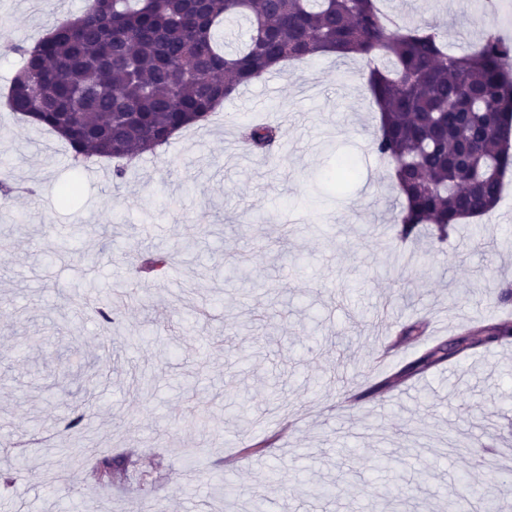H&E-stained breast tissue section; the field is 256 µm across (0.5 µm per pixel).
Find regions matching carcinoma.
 <instances>
[{
	"mask_svg": "<svg viewBox=\"0 0 512 512\" xmlns=\"http://www.w3.org/2000/svg\"><path fill=\"white\" fill-rule=\"evenodd\" d=\"M378 0H91L75 20L54 25L32 47L7 105L53 130L77 167L96 155L120 161L153 152L175 130L204 120L284 61L320 53L356 55L371 67L368 90L380 112L373 148L391 159L404 202L401 235L435 225L439 239L500 202L512 168V43L492 32L467 53L448 50L436 26L402 24ZM243 18L247 37L233 53L219 38L223 24ZM279 128L251 124L250 148L272 151ZM147 273L165 275L168 258H142ZM512 341V322L482 323L424 352L371 387L376 393L481 346ZM85 411L69 410L66 429L81 433ZM123 456H99L102 484L127 471Z\"/></svg>",
	"mask_w": 512,
	"mask_h": 512,
	"instance_id": "cac0c4a2",
	"label": "carcinoma"
}]
</instances>
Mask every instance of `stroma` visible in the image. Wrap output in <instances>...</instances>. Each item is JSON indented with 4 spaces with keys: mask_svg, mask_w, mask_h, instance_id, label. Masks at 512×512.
Listing matches in <instances>:
<instances>
[{
    "mask_svg": "<svg viewBox=\"0 0 512 512\" xmlns=\"http://www.w3.org/2000/svg\"><path fill=\"white\" fill-rule=\"evenodd\" d=\"M495 3L381 0L438 25L455 53L488 29L512 40V0ZM88 4L0 0V178L14 188L0 206V479H15L0 512H239L255 493L265 512H385L377 494L394 482L407 512H444L448 495L476 501L492 477L512 512V469L489 454L512 445V343L360 401L336 383L369 387L512 308L500 300L512 222L482 244L467 222L443 240L400 236L403 198L371 145L379 114L357 56L270 71L121 182L106 158L73 170L65 142L6 95L18 47ZM250 123L279 126L272 155L242 140ZM340 155L356 169L341 191ZM146 250L169 253L174 275L142 276ZM104 304L108 323L94 312ZM416 321L424 335L398 342ZM83 403L86 437L131 462L108 486L69 450L63 418ZM388 452L393 469H377ZM60 467L67 483L53 480ZM299 480L340 492L293 491Z\"/></svg>",
    "mask_w": 512,
    "mask_h": 512,
    "instance_id": "35a3bbf8",
    "label": "stroma"
}]
</instances>
